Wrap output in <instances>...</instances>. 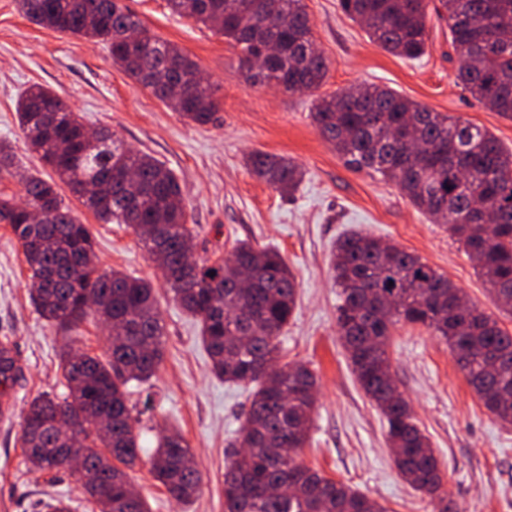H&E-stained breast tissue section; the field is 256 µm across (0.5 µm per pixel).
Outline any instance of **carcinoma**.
I'll return each instance as SVG.
<instances>
[{
    "mask_svg": "<svg viewBox=\"0 0 512 512\" xmlns=\"http://www.w3.org/2000/svg\"><path fill=\"white\" fill-rule=\"evenodd\" d=\"M32 23L109 45L112 63L150 89L184 119L204 126L218 110L210 85L190 86L167 100L155 77L191 79L198 64L177 45L152 36L122 0H17ZM172 13L192 18L241 47L246 78L279 83L288 92L324 82V55L308 52L310 19L303 0H269L279 24L245 18L248 0H167ZM343 11L385 51L414 59L425 51L428 8L448 19L460 59L456 80L479 102L512 119V0H341ZM280 55L250 67L264 46ZM358 104L339 94L318 97L311 120L344 162L394 183L430 218L448 224L489 286L498 309L512 314V151L479 126L434 112L379 85L355 89ZM17 121L29 148L105 224H126L164 271L167 288L200 317V338L215 376L253 386L250 407L224 466L225 512H389L378 500L330 479L300 460L316 409L317 379L304 364L276 367L280 335L296 305V281L276 249L238 243L232 264L220 259L189 266L188 226L180 183L147 153L115 144L98 131L100 146L85 149L86 127L53 91L26 88ZM252 172L281 194L302 179L292 160L264 152L249 156ZM25 201L0 198V221L10 226L31 272L30 298L40 315L64 331L84 322L111 328L105 358L62 354L67 393L35 397L21 422V448L40 471L63 469L50 419L83 412L75 448L84 460L82 493L98 512H149L130 489L126 469L139 459V434L127 405V386L152 378L163 356V326L148 281L99 271L87 225L62 205L56 183L35 173L23 179ZM43 216L40 224L30 215ZM333 280L341 289L337 328L365 394L386 418L396 467L416 491L438 498L443 477L428 437L412 420L403 394L386 373L393 328L421 325L448 342L468 384L502 425H512V335L497 319L460 303L448 276L396 244L353 234L336 244ZM248 288L238 287L244 274ZM0 349V386L15 379ZM283 448H295L284 457ZM184 437L169 431L157 442L150 470L170 497L184 502L200 489Z\"/></svg>",
    "mask_w": 512,
    "mask_h": 512,
    "instance_id": "1",
    "label": "carcinoma"
}]
</instances>
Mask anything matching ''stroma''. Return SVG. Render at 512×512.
I'll use <instances>...</instances> for the list:
<instances>
[{"label":"stroma","mask_w":512,"mask_h":512,"mask_svg":"<svg viewBox=\"0 0 512 512\" xmlns=\"http://www.w3.org/2000/svg\"><path fill=\"white\" fill-rule=\"evenodd\" d=\"M312 36L328 64L318 93H288L247 83L241 51L194 19L171 14L167 0H125L148 31L183 49L213 87L212 123L186 122L112 63L104 42L57 32L28 21L16 0H0V140H10L21 167L54 176L29 151L15 103L33 84L52 88L91 128L105 127L117 142L143 150L180 181L199 258L228 253L246 240L277 249L297 282V306L281 335L282 359L306 364L317 376V409L303 462L328 478L384 502L391 512H512V427L481 404L447 343L424 327L397 325L389 354L398 385L443 471L441 499L415 492L398 473L385 420L366 396L337 333L338 290L330 256L338 239L370 234L420 256L444 273L486 313L496 304L460 241L445 225L408 202L380 177L348 167L310 118L316 94L363 84L390 87L432 111L492 132L512 149V119L492 112L456 83L459 58L448 23L429 14V39L419 58L395 56L373 43L342 10L340 0H304ZM294 160L304 178L283 196L254 176V152ZM57 190L74 216L88 224L101 270L149 281L165 326L157 374L130 383L129 404L139 421L141 457L128 476L149 512H224V448L245 419L248 387L217 378L200 340V325L168 292L162 273L133 231L104 224L65 184ZM29 271L8 225L0 223V347H11L18 373L0 389V512H44V502L71 501V512H97L64 472H41L20 442L21 413L41 393L61 396L58 355L67 335L43 319L29 299ZM177 429L189 444L200 491L172 499L144 459L162 430Z\"/></svg>","instance_id":"1"}]
</instances>
